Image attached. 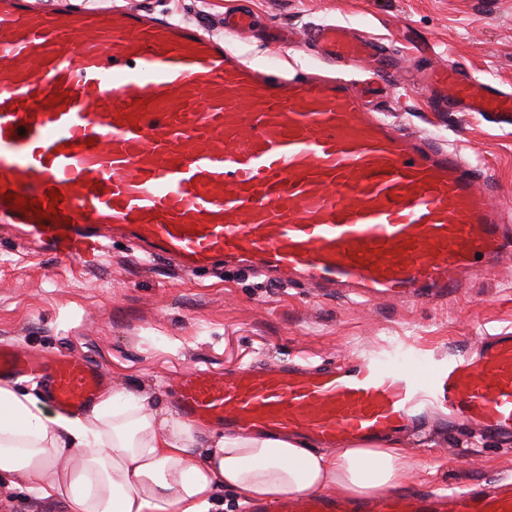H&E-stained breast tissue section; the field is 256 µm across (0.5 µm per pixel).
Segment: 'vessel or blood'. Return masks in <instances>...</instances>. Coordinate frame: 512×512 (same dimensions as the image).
<instances>
[{"instance_id": "1", "label": "vessel or blood", "mask_w": 512, "mask_h": 512, "mask_svg": "<svg viewBox=\"0 0 512 512\" xmlns=\"http://www.w3.org/2000/svg\"><path fill=\"white\" fill-rule=\"evenodd\" d=\"M247 10L224 31L257 27ZM316 65L252 61L193 22L136 0L50 13L0 0V223L93 265L115 237L193 273L240 265L281 285L366 299L445 300L512 255V219L488 175L460 152L371 109L356 80L324 66L392 51L349 23L310 26ZM438 112H490L512 126V90L449 66L412 82ZM58 201H50L51 192ZM36 199L39 209L18 207ZM39 373L61 413L107 385L90 362L0 346V378ZM183 419L230 433H292L318 448L415 433L432 411L453 426L512 436V332L413 368L377 354L182 373ZM261 512H512V480L369 499L306 493Z\"/></svg>"}]
</instances>
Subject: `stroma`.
Returning <instances> with one entry per match:
<instances>
[{
    "label": "stroma",
    "mask_w": 512,
    "mask_h": 512,
    "mask_svg": "<svg viewBox=\"0 0 512 512\" xmlns=\"http://www.w3.org/2000/svg\"><path fill=\"white\" fill-rule=\"evenodd\" d=\"M156 13L204 24L222 35L224 10L239 4L274 26L352 22L391 44L403 68L454 64L512 89V0H138ZM254 61L292 68L299 47L270 46L264 32L240 40ZM374 107L427 133L488 171L493 204L512 213V127L485 114L432 112L407 87L375 90ZM512 329V258L439 302L359 303L306 282L278 285L249 271L216 266L187 274L167 260L144 261L131 239L111 243L93 268L55 256L15 230L0 231V344L36 355L67 354L101 369L116 391L149 393L175 412L170 389L189 369L221 371L255 360L303 359L330 366L377 352L401 362L466 352L485 333ZM409 488H459L512 478V437L444 429L439 420L401 439Z\"/></svg>",
    "instance_id": "stroma-1"
}]
</instances>
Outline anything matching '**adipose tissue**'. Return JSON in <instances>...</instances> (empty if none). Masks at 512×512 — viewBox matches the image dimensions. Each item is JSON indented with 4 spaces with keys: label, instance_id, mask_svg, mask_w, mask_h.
<instances>
[{
    "label": "adipose tissue",
    "instance_id": "1",
    "mask_svg": "<svg viewBox=\"0 0 512 512\" xmlns=\"http://www.w3.org/2000/svg\"><path fill=\"white\" fill-rule=\"evenodd\" d=\"M397 441L316 448L280 436L206 437L161 415L150 395L108 392L71 415L0 383V480L23 479L64 512H215L331 488L356 497L406 484Z\"/></svg>",
    "mask_w": 512,
    "mask_h": 512
}]
</instances>
